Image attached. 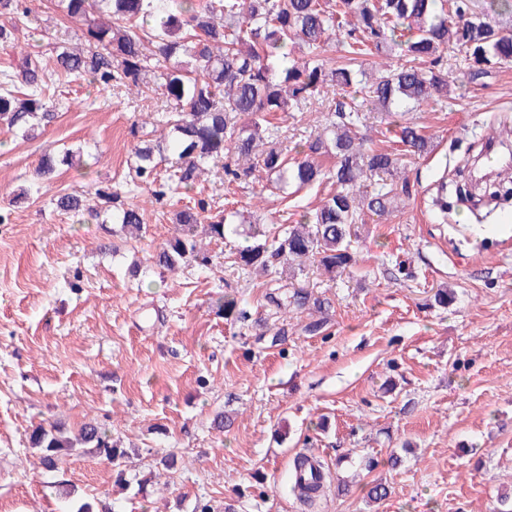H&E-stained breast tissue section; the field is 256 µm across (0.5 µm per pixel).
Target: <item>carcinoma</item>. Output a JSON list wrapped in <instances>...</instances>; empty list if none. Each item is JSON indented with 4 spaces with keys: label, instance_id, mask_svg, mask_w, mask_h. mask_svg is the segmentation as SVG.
Instances as JSON below:
<instances>
[{
    "label": "carcinoma",
    "instance_id": "obj_1",
    "mask_svg": "<svg viewBox=\"0 0 512 512\" xmlns=\"http://www.w3.org/2000/svg\"><path fill=\"white\" fill-rule=\"evenodd\" d=\"M487 4L489 9L478 13L472 0H454L451 9L447 0H60L65 16L81 23L82 38L92 50L86 55L63 42L50 70L27 57L19 70L1 71L0 122L28 137L56 118L57 105L46 101L53 81L79 75L106 85L137 87L141 76L153 69L161 95L172 104L161 115L167 143L163 151L147 141L134 147L127 193L157 183L165 162L169 168L161 196H188L198 172L221 161L229 187L260 172L275 176L284 194L290 185L302 189L327 182L334 191L318 207L284 228L273 244L240 247L233 263L264 273L278 265L343 271L354 261L351 243L362 211L384 215L398 199L412 195L405 178L368 190L375 179L396 172L400 158L359 136L361 106L403 117L434 94L448 92L441 55L448 46L465 54L472 82L488 77L491 66L512 60V34L499 21L512 15V0ZM338 36L346 53L342 62L325 55V46ZM301 48L306 49V61L294 57ZM396 50L409 61L381 69L370 83L364 80L365 70L355 68L363 56H390ZM329 86L351 89L353 96L336 101L330 124L295 157H288L270 115L305 104ZM395 136L407 151L428 150L422 130L411 122L396 125ZM330 148L336 165L324 170L315 157ZM59 163L73 165V155H44L38 177L52 180ZM450 188L468 195L464 182L439 183L432 205L443 215L448 214ZM55 205L63 212L104 215L131 237L140 236L139 206L121 202L117 193L105 194L104 205L95 208L70 193L58 195ZM237 215L229 208L213 215L201 199L186 205L176 214L174 235L153 256L155 264L173 270L188 259H199V224H207L210 237L222 239L228 231L239 233L230 228ZM310 298L303 287L282 298L268 294L279 307L291 303L301 309ZM224 318L246 321L249 314L226 293ZM30 442L45 450L42 462L49 469H57L73 453L101 456L112 463L115 481L125 482L121 464L126 452L92 422L74 437L62 423L49 429L37 426Z\"/></svg>",
    "mask_w": 512,
    "mask_h": 512
}]
</instances>
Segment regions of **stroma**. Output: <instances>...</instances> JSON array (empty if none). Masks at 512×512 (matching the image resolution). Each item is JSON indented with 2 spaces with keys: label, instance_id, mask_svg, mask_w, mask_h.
<instances>
[{
  "label": "stroma",
  "instance_id": "1",
  "mask_svg": "<svg viewBox=\"0 0 512 512\" xmlns=\"http://www.w3.org/2000/svg\"><path fill=\"white\" fill-rule=\"evenodd\" d=\"M0 71L31 56L51 63L78 26L55 0H22ZM448 93L410 113L427 153H403L412 196L361 215L354 264L334 276L310 266L289 281L238 269L242 237L203 239L207 263L153 262L179 204L140 189V239L117 224L56 210L61 193L96 204L122 192L133 147L156 142L164 100L147 75L139 93L82 78L56 81V121L26 140L0 125V512H497L512 494V220L476 232L467 207L439 223L431 198L488 137L512 142V61L470 82L463 53L443 52ZM336 96L277 114L295 147L327 124ZM74 151L40 193L46 148ZM329 185L282 197L267 180L225 188L210 168L192 197L234 202L267 233L283 212L316 207ZM305 287L323 309H281L267 293ZM454 293L448 306L438 289ZM248 321L224 319V293ZM319 322L309 331L310 322ZM231 425L219 430L217 414ZM92 422L127 452L126 484L84 455L47 470L29 435ZM399 454L391 465L390 454ZM321 462L327 487L305 507L294 460ZM174 457V468L162 465ZM392 493L373 502L372 483Z\"/></svg>",
  "mask_w": 512,
  "mask_h": 512
}]
</instances>
